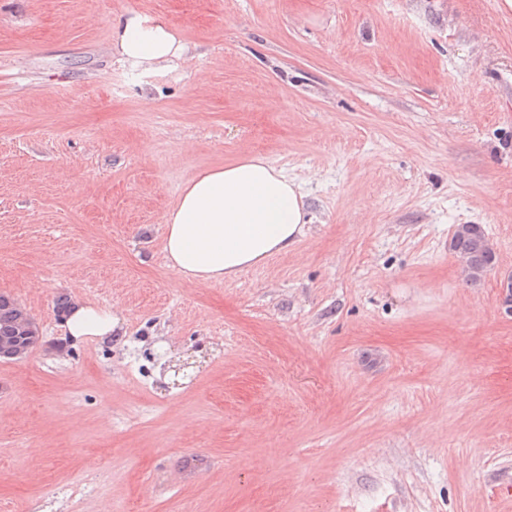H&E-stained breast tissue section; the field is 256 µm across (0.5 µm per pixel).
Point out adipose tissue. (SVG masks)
<instances>
[{"label": "adipose tissue", "mask_w": 512, "mask_h": 512, "mask_svg": "<svg viewBox=\"0 0 512 512\" xmlns=\"http://www.w3.org/2000/svg\"><path fill=\"white\" fill-rule=\"evenodd\" d=\"M121 60L151 69L187 50L163 21L138 14L112 28ZM299 184L265 159L245 156L188 181L165 216L164 251L181 279L221 281L291 249L305 222ZM62 325L72 337L120 340L123 322L110 309L75 301Z\"/></svg>", "instance_id": "obj_1"}]
</instances>
